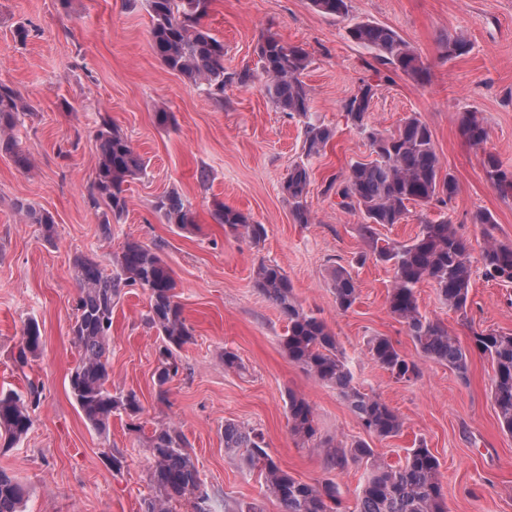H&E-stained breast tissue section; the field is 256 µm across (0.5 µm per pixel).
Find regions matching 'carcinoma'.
Returning a JSON list of instances; mask_svg holds the SVG:
<instances>
[{
  "label": "carcinoma",
  "instance_id": "obj_1",
  "mask_svg": "<svg viewBox=\"0 0 512 512\" xmlns=\"http://www.w3.org/2000/svg\"><path fill=\"white\" fill-rule=\"evenodd\" d=\"M146 4L152 18V48L169 70L204 87L216 99L223 97L227 84L247 81L246 72L236 75L226 71L224 42L202 23L212 0H146ZM311 4L318 12L336 18L349 13L348 0H311ZM346 34L350 41L370 50L379 64L418 82L424 80L427 68L393 28L360 21L348 26ZM443 48L445 56L458 57L469 51V44L461 35H450ZM257 55L266 96L276 109L303 123L305 157L320 155L334 132L314 120L310 112L309 92L301 80L308 66L307 52L268 33L259 41ZM373 97V85L364 82L345 100L343 109L352 127L365 135L374 158L351 163L345 174L329 181L326 191L336 195L342 210L361 217L362 240L376 260L391 267L388 310L405 325L418 353L448 366L465 381L469 370L466 350L444 323L421 313L417 288L423 282L430 283L438 298L465 319L473 264L480 265L486 278L512 284V243L499 241L494 236L493 215L479 210L473 223L481 227L484 245L478 257L472 256L471 245L448 217V203L456 195L458 183L453 174L443 171L430 127L413 114L393 132L375 128L369 124ZM28 111L30 105L11 86L0 82V152L9 154L21 168L29 161L18 147L14 130L20 116ZM459 128L471 145L483 149L482 166L491 185L505 196L512 195V170L504 169L498 156L484 149L490 138L484 119L476 111L464 112ZM96 137L99 152L91 205L104 202L111 216L118 219L128 208L125 183L144 175L147 164L110 117L101 118ZM310 183V169L302 161L291 168L283 185L301 224L311 221L306 206ZM411 202L439 208V217L423 219L420 233L410 244L380 238L377 227L402 223ZM15 209L25 223L39 226L46 241H54L55 220L48 211L22 200L15 203ZM155 209L167 224L181 230L195 228L190 204L175 191L160 196ZM214 218L239 239L258 244L265 237L264 225L251 222L244 213L222 202L214 204ZM110 265L107 270L89 255L73 260L79 288L71 335L78 361L70 373L69 388L85 421L101 434L109 430L116 413L126 414L128 429L139 430L136 420L143 412L135 392H112V314L123 288L137 285L149 296L147 320L160 339L155 368L159 399H166V385L184 370L179 351L193 340L178 300L175 273L157 249L128 241L120 252L111 255ZM254 287L288 320L287 333L281 339L288 360L335 389L368 433L382 439L397 436L403 427L398 413L378 395L360 389L351 361L335 334L323 317L297 301L283 268L260 263L254 273ZM332 288L338 310L346 312L357 302L359 288L344 267L333 271ZM470 335L474 348L494 366L492 397L497 418L502 429L512 434V334L472 329ZM40 341L37 322L25 323L14 357L16 371L26 374ZM367 351L371 360L398 381H410L421 374L420 365L385 337L371 338ZM39 400V390L32 385L26 398L15 391L0 392V439L4 447H12L28 434L33 424L30 410ZM286 414L291 433L320 451L327 471H341L353 463L364 465L365 474L356 490L354 507L349 508L331 479L307 483L282 469L266 451L260 429L224 422V453L248 471L259 472L267 493L281 504L283 512H448L440 464L426 445L407 449L404 461L391 465L377 457L363 439L345 442L318 437L313 407L291 391ZM146 447L154 495L144 500L143 512H171L172 503L190 498L194 499L195 512H214L212 497L201 488L195 459L178 428L157 425L146 438ZM24 501L21 483L0 471V512H24Z\"/></svg>",
  "mask_w": 512,
  "mask_h": 512
}]
</instances>
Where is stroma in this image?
<instances>
[{
  "instance_id": "1",
  "label": "stroma",
  "mask_w": 512,
  "mask_h": 512,
  "mask_svg": "<svg viewBox=\"0 0 512 512\" xmlns=\"http://www.w3.org/2000/svg\"><path fill=\"white\" fill-rule=\"evenodd\" d=\"M361 20L397 30L427 67L428 81L378 68L371 52L346 36L347 25ZM204 24L223 41L227 70L252 74L247 84L225 86L220 102L161 63L151 46L145 0H0V82L33 107L15 132L30 168L0 153V390L24 393L33 383L40 392L27 436L0 447V470L26 488L25 512H142L154 493L142 438L165 423L186 436L212 497L282 512L258 474L225 455L228 420L261 428L282 469L308 483L333 479L353 504L363 465L325 470L321 455L289 430L285 402L292 392L313 407L320 436L368 439L390 464L425 443L440 462L449 512H512V434L496 415L493 365L471 349L469 336L473 327L512 333V285L475 276L463 321L430 284H420L421 312L470 348L469 376L463 381L448 366L425 362L419 378L396 381L367 353L369 338L385 336L409 359L418 357L404 324L388 311L392 271L365 257L359 217L342 212L325 192L329 179L370 157L367 139L347 125L343 111L345 100L368 81L375 87L374 127L396 130L414 113L429 125L443 168L459 186L448 213L473 250L483 245L481 228L472 222L479 210L494 215L498 240L512 242V197L499 194L482 166L487 149L512 167V0H349L344 19L317 12L310 0H213ZM21 26L30 31L23 44L14 38ZM270 32L307 51L302 79L311 111L335 132L310 161L308 224L296 221L283 190L289 170L303 158V125L277 110L263 90L256 46ZM457 33L472 49L446 57L442 43ZM161 107L172 113L171 126L157 124ZM467 110L487 121L486 149L470 145L459 131ZM104 114L147 162L146 174L127 183L128 210L112 221L107 239L100 232L104 210L90 202ZM171 190L190 202L195 231L179 230L156 213V199ZM20 200L53 215L54 243L44 241L37 225L19 220L13 205ZM217 201L264 225L265 239L254 245L226 232L213 215ZM129 240L159 248L174 270L193 340L181 352L183 372L160 401L159 339L146 320L148 294L124 288L112 317V385L136 392L142 430L129 431L126 416L116 415L101 435L84 421L68 386L78 359L70 332L78 293L73 258L93 255L105 264ZM263 261L278 263L298 302L326 319L353 362L357 384L402 418L398 436L368 437L335 389L288 360L279 345L288 322L253 283ZM337 266L359 288L346 312L337 310L333 295ZM31 319L40 327L41 345L22 375L13 354ZM228 348L243 372L225 370Z\"/></svg>"
}]
</instances>
